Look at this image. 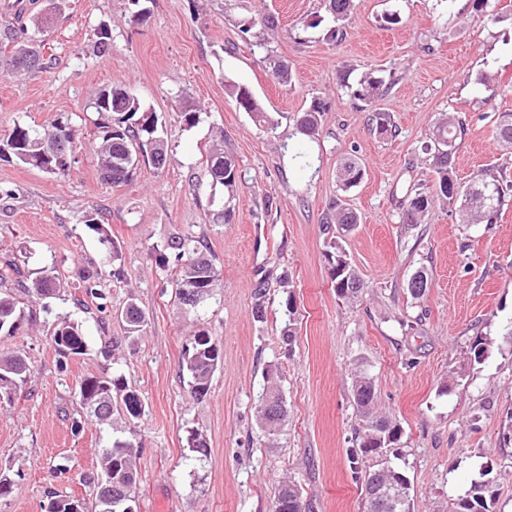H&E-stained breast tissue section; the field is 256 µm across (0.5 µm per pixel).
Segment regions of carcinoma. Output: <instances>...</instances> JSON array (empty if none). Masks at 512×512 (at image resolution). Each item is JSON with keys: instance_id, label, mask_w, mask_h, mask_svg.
<instances>
[{"instance_id": "obj_1", "label": "carcinoma", "mask_w": 512, "mask_h": 512, "mask_svg": "<svg viewBox=\"0 0 512 512\" xmlns=\"http://www.w3.org/2000/svg\"><path fill=\"white\" fill-rule=\"evenodd\" d=\"M327 10L333 20H346L354 9L355 0H326ZM53 24L48 10H40L30 19V28L19 32L11 31L4 35L6 46L11 48L10 55L0 57V72L5 74L30 73L45 68L38 39L48 32ZM352 96L370 105L385 93L382 79L364 76L354 87H349ZM227 94L236 106L255 116L258 123L274 128L266 112L253 93L245 86L228 83ZM96 112L110 113V123L102 126V134L96 146L97 166L100 177L107 183H120L128 179L129 169L137 158L151 164L156 169L170 163V155L164 139L159 134V119L156 113L141 107L138 99L120 89L106 87L102 89L95 102ZM326 106L320 101H312L307 110L297 117L298 131L308 137L318 134L322 113ZM466 134L465 124L452 116L445 117L434 126L432 144L425 146L426 153L432 155V169L436 179L434 185L439 193L434 194L428 185L408 189L401 201L400 221L403 224H418L422 217L440 202L444 205L460 203L458 214L464 224H495L501 214V208L508 196L512 195V181L495 166L483 170L472 183L461 189L453 178V162L456 151ZM67 140V151L73 153L79 139L78 129L71 118L61 116L55 119L49 128L17 124L6 142V151L18 163L39 169L43 172L64 176L71 161L57 160L51 144L57 137ZM207 166L213 183L224 187L228 196L237 191V171L233 158L224 148L215 145L209 152ZM365 170L359 162L346 158L339 168L338 179L341 190L346 192L357 186L363 179ZM336 231L343 235L353 231L361 218L356 211L337 205L334 215ZM86 226L99 234L104 246V260L115 261L118 252L104 228V225L89 219ZM334 252L330 255L332 264L331 279L336 295L343 299H356L362 291V281L346 253L335 242L331 244ZM150 255L156 267L162 271H174L171 285L175 288L174 301L183 304V296L191 288L198 290L208 298L214 296L221 287V270L208 247L206 236H188L176 233L164 243L150 248ZM82 291L85 297L99 300V311L106 309L98 271L84 269L79 272ZM59 277L53 271L43 270L41 275L31 281L28 293L33 298H46L56 294ZM18 301L9 291H0V334L13 335L22 327L24 314L17 308ZM296 301L288 294L285 301V326L281 336L286 347L295 340ZM130 334L137 333L147 322L146 311L135 301L127 303L120 313ZM55 350L62 356L83 355L87 350L82 324L64 316L57 321L51 334ZM223 361V351L213 336L205 330L195 332L185 348L181 368L190 376V395L197 401L203 400L209 393L211 378L218 365ZM268 383L265 395L256 406V420L268 431L274 432L285 421L287 409L281 408L280 416L274 421L261 417V407L269 399L279 400L282 394L277 392L279 368L269 365L264 371ZM30 378V367L26 357L18 352L0 354V404L14 403ZM78 397L88 417H76L72 420V431L83 430L87 419H93L99 425L111 422L114 405H119L125 416L134 421L144 413L139 395L127 389L120 377L89 376L79 383ZM353 406L358 414L361 426L356 430L352 448L348 449L347 460L355 480L365 487L366 512H412L411 483L405 470L395 465L388 453L392 445L401 438L400 424L375 410L376 390L373 378L359 369L353 382ZM134 446L128 441L120 448L111 444L100 450L98 472L89 478L95 492L92 507L84 500L72 496L48 491L43 512H102L103 498L113 491L112 483L119 485V493L125 506L132 510L135 503L136 471L133 465ZM302 492L294 482L282 485L275 496L278 509L274 512H301ZM496 491L489 482L476 481L469 487L459 490L454 498L451 512H492Z\"/></svg>"}]
</instances>
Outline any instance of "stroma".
I'll list each match as a JSON object with an SVG mask.
<instances>
[{
	"instance_id": "1",
	"label": "stroma",
	"mask_w": 512,
	"mask_h": 512,
	"mask_svg": "<svg viewBox=\"0 0 512 512\" xmlns=\"http://www.w3.org/2000/svg\"><path fill=\"white\" fill-rule=\"evenodd\" d=\"M144 11L146 23L130 24ZM398 12L401 22L382 18ZM274 16L268 30L256 23ZM112 47L99 53L95 31ZM324 0H63L43 53L46 69L0 74V145L15 124L49 126L70 117L81 139L68 175L57 177L0 157V262L19 258L23 275L8 287L25 315L0 353L22 352L31 377L13 405L0 407V475L13 482L0 512H42L47 490L92 500L99 448L130 441L139 479L136 512H272L276 490L302 489L303 512H362L363 487L351 477L347 450L359 426L351 388L356 366L372 375L379 412L402 427L399 465L411 482L413 512H448L459 489L490 466L494 512H512V204L497 223H461L454 207L435 206L419 224L399 221L408 186L434 180L429 144L436 121L461 119L467 133L454 177L468 185L486 165L512 180V150L496 136L512 113V0L490 13L472 0H355L333 38ZM265 47L252 46L254 36ZM291 74L273 75L274 63ZM369 74L390 85L376 108L395 133L380 134L371 110L342 86ZM493 83L484 85L481 75ZM249 87L276 123L254 122L228 97L226 83ZM133 94L163 125L171 163L136 168L121 184L101 180L94 152L104 115L100 89ZM327 106L318 135L296 130L312 101ZM198 110L192 127L182 111ZM223 143L235 160L238 191L213 185L207 153ZM365 176L341 191L345 158ZM362 218L342 248L363 283L362 296L339 299L330 278L335 203ZM230 220H220L224 208ZM104 224L121 252L102 261ZM175 233L206 234L222 270L213 299L185 308L150 256ZM121 267L123 279L112 276ZM57 268L58 296L40 301L25 287ZM93 267L107 286L105 312L77 303L78 270ZM431 280L412 299L405 285L417 269ZM287 286H280V273ZM268 278L266 319L254 321V288ZM297 303L296 340L281 341L284 302ZM148 314L128 335L118 316L128 299ZM82 321L87 351L59 363L50 343L58 317ZM207 328L224 351L203 401L190 396L180 363L190 337ZM486 344L482 361L471 347ZM282 373L288 421L263 431L255 407L267 363ZM123 377L145 405L135 421L114 411L111 424L70 430L87 376ZM206 443L188 445L190 432ZM68 469L66 477L55 474Z\"/></svg>"
}]
</instances>
